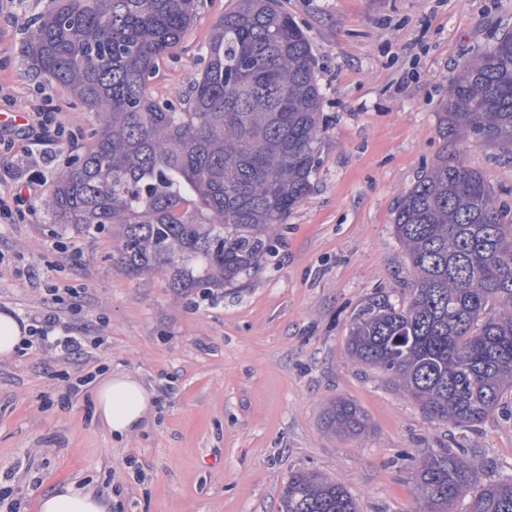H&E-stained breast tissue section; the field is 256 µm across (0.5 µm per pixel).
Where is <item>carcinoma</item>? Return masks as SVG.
Returning <instances> with one entry per match:
<instances>
[{"label": "carcinoma", "instance_id": "carcinoma-1", "mask_svg": "<svg viewBox=\"0 0 512 512\" xmlns=\"http://www.w3.org/2000/svg\"><path fill=\"white\" fill-rule=\"evenodd\" d=\"M199 0H51L31 26L30 64L96 122L46 202L78 234L112 227V264L157 272L181 294L215 297L256 269L272 234L311 191L326 129L310 40L276 0H236L214 26L191 96L159 101V61L198 16ZM453 142L512 150V34L462 63L438 113ZM393 233L410 297L370 298L348 351L385 374L429 415L474 427L512 400V218L484 174L443 150L406 191ZM328 428L358 433L345 400ZM477 481L446 448L416 470L415 512H450ZM281 512H358L346 486L288 475ZM469 512H512V474L476 490Z\"/></svg>", "mask_w": 512, "mask_h": 512}]
</instances>
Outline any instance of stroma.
Wrapping results in <instances>:
<instances>
[{"label":"stroma","mask_w":512,"mask_h":512,"mask_svg":"<svg viewBox=\"0 0 512 512\" xmlns=\"http://www.w3.org/2000/svg\"><path fill=\"white\" fill-rule=\"evenodd\" d=\"M49 0H0V170L55 180L92 141L94 119L36 72L29 30ZM308 35L327 128L312 188L279 226L260 267L213 299L180 295L165 275L113 268L112 235L63 231L33 216L0 222V310L54 313L85 348L40 341L0 357V512H38L78 480L112 512H279L290 472L345 484L359 512H413L417 462L465 449L480 483L512 472V411L475 427L430 417L382 373L356 364L349 322L370 297L409 295L393 234L401 196L449 149L512 207V153L481 140L444 144L438 114L463 61L512 32V0H278ZM235 0H200L198 18L159 63L158 100L187 96L200 49ZM54 109L73 139L50 167L13 149V116ZM131 373L154 394L143 427L112 437L94 382ZM361 411L356 434L328 429L336 400Z\"/></svg>","instance_id":"obj_1"}]
</instances>
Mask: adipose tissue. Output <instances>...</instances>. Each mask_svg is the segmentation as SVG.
<instances>
[{"mask_svg": "<svg viewBox=\"0 0 512 512\" xmlns=\"http://www.w3.org/2000/svg\"><path fill=\"white\" fill-rule=\"evenodd\" d=\"M152 398L136 376L117 373L98 385L96 414L113 435L124 437L140 429ZM108 508L105 499L73 482L55 487L40 499V512H107Z\"/></svg>", "mask_w": 512, "mask_h": 512, "instance_id": "1", "label": "adipose tissue"}]
</instances>
